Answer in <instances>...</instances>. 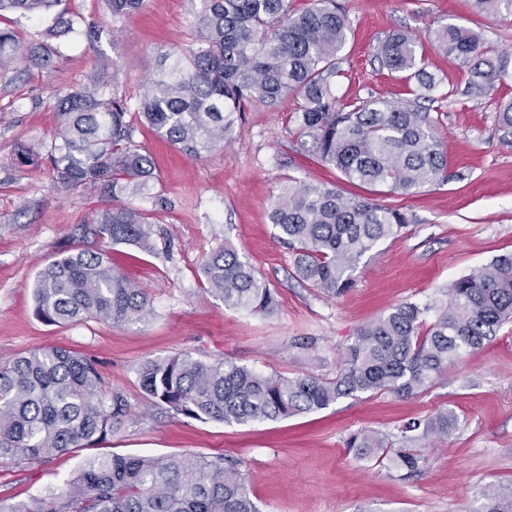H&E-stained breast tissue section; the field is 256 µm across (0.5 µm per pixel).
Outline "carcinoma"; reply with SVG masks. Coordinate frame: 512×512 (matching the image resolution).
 <instances>
[{"mask_svg": "<svg viewBox=\"0 0 512 512\" xmlns=\"http://www.w3.org/2000/svg\"><path fill=\"white\" fill-rule=\"evenodd\" d=\"M61 0H0V13L39 16ZM191 45L160 55L149 75L139 114L180 150L194 156L233 137L245 106L276 105L296 97L301 135L324 163L348 180L389 193H409L446 177L448 154L435 121L420 101L434 100L435 76L418 60L414 37L388 34L377 58L414 84L403 104L370 95L336 108L337 55L349 21L337 0H312L300 13L288 0H191ZM479 14H497L512 0H470ZM80 31L60 12L45 34ZM434 43L469 70L468 89L494 90L512 78V57L499 55L478 33L452 24L432 32ZM57 49L25 54L13 30L0 28V69L28 57L46 65ZM58 125L46 161L62 185L76 189L103 183L114 205L98 212L84 236L111 244L151 246L150 225L139 209L117 203L120 195L145 193L153 178L149 155L132 140L127 100L101 91L98 82L56 93ZM503 139H512V101L496 112ZM278 238L295 253L298 277L340 296L354 284L352 272L380 241L408 223L399 209L336 187L299 182L281 188L271 206ZM210 292L224 306L270 314L276 302L269 285L238 253L224 248L203 265ZM36 315L47 323L77 324L97 318L114 324L145 319L146 293L135 287L102 251L76 249L42 269L34 286ZM428 329H423L427 314ZM512 321V254L455 280L446 299L432 305L401 303L362 327L346 349L334 379L314 374L285 377L234 363L189 356L147 359L140 385L154 402L190 418L226 424L277 420L314 413L338 399L365 392L413 397L442 370L481 349ZM126 402L102 397L96 364L62 347H48L0 368V459L39 461L74 449H89L120 431ZM457 415L441 410L404 424L393 435L362 430L346 447L358 458L386 459L388 468L410 477L425 458L417 445L448 437ZM480 512H512V485L482 492ZM0 512H260L243 474L220 459L90 456L67 481L64 496L0 502Z\"/></svg>", "mask_w": 512, "mask_h": 512, "instance_id": "1", "label": "carcinoma"}]
</instances>
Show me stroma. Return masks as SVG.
I'll return each instance as SVG.
<instances>
[{
  "mask_svg": "<svg viewBox=\"0 0 512 512\" xmlns=\"http://www.w3.org/2000/svg\"><path fill=\"white\" fill-rule=\"evenodd\" d=\"M351 20L338 54L337 106L376 95L408 99L409 85L383 67L378 46L393 30L417 40V54L439 87L431 110L448 153V179L410 194H377L321 163L302 137L293 98L247 105L234 138L187 155L141 121L138 103L160 54L193 39L190 0H145L116 18L108 0H62L81 27L56 39L50 68L19 60L0 71V365L52 346L95 361L103 395L120 394L128 415L119 434L95 450L33 463H0V500L11 503L62 492L89 453L148 457L207 456L236 462L260 512H476L482 491L512 482V323L467 354L423 393H357L329 408L278 420L225 424L197 420L155 403L138 369L145 359L190 355L264 373L335 377L345 349L363 326L405 301L441 299L456 279L512 252V145L496 128L499 103L512 99V78L488 94L433 43L430 31L456 24L488 46L512 54V13L473 14L468 0H342ZM104 77L130 108L133 139L154 163L148 191L131 199L152 228L153 248L109 247L84 237V224L110 207L100 186L64 189L46 161L17 163L26 145L45 151L57 126L55 91ZM327 183L344 194L379 198L409 223L358 262L354 286L332 297L295 275L280 244L270 205L291 182ZM233 248L275 292L272 314L226 308L202 273L205 260ZM107 249L114 264L150 301L146 320L115 325L88 319L50 325L35 313L38 273L64 251ZM449 409L459 419L447 440L421 453V473L405 479L376 460L357 458L346 438L361 429L395 432L414 418Z\"/></svg>",
  "mask_w": 512,
  "mask_h": 512,
  "instance_id": "1",
  "label": "stroma"
}]
</instances>
